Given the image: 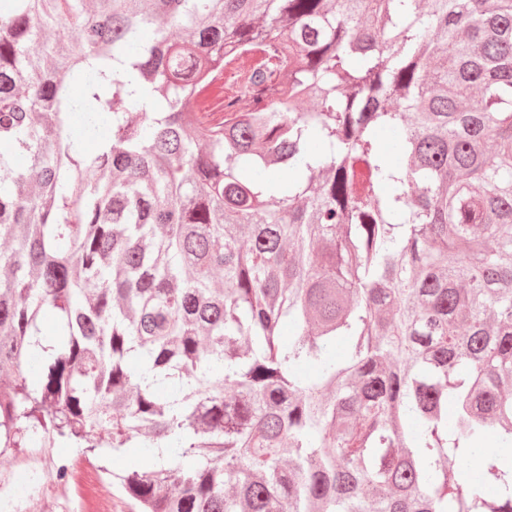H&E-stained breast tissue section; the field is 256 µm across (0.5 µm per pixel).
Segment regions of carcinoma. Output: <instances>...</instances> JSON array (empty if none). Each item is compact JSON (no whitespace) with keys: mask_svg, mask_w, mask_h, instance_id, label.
Wrapping results in <instances>:
<instances>
[{"mask_svg":"<svg viewBox=\"0 0 512 512\" xmlns=\"http://www.w3.org/2000/svg\"><path fill=\"white\" fill-rule=\"evenodd\" d=\"M1 145L0 454L140 448L138 512H512V0H0Z\"/></svg>","mask_w":512,"mask_h":512,"instance_id":"obj_1","label":"carcinoma"}]
</instances>
